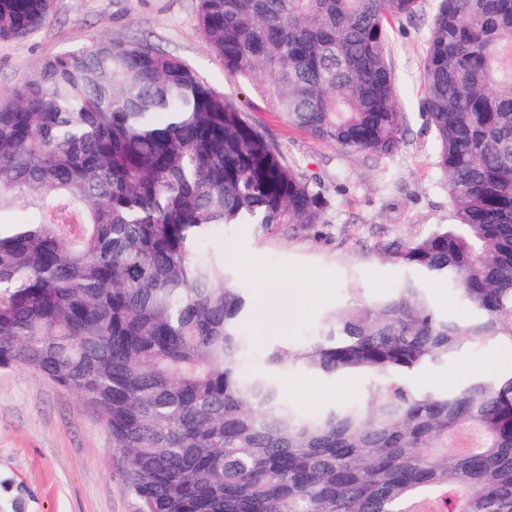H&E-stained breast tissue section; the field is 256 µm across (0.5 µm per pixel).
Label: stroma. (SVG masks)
Here are the masks:
<instances>
[{"label":"stroma","instance_id":"stroma-1","mask_svg":"<svg viewBox=\"0 0 512 512\" xmlns=\"http://www.w3.org/2000/svg\"><path fill=\"white\" fill-rule=\"evenodd\" d=\"M436 0H420L415 17L395 22L388 50L405 115L403 143L374 158L322 142L289 122L256 81L225 70L202 36L197 0H55L36 33L0 41V94L42 61L109 38L140 42L188 62L237 103L249 122L276 143L288 164L316 180L328 205L319 224H297L271 236L256 225L218 231L211 243L232 267L249 301L242 327L247 369L268 370L276 345H302L325 327L328 315L357 299L389 297L408 276L385 244L421 240L453 221L445 174L437 167L434 135L420 110L422 65ZM301 302L292 323L269 328L262 312ZM495 359L494 370L485 363ZM512 376V343L467 347L407 377L421 394ZM281 396L315 417L341 406H367L373 381L364 375L314 377L299 368L279 371ZM126 460L99 411L71 390L26 368L0 370V512H139L124 484Z\"/></svg>","mask_w":512,"mask_h":512}]
</instances>
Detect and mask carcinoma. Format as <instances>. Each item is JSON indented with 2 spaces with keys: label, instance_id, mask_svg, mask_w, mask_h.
I'll return each mask as SVG.
<instances>
[{
  "label": "carcinoma",
  "instance_id": "carcinoma-1",
  "mask_svg": "<svg viewBox=\"0 0 512 512\" xmlns=\"http://www.w3.org/2000/svg\"><path fill=\"white\" fill-rule=\"evenodd\" d=\"M419 0H199L224 69L268 79L288 121L382 157L403 142L387 55ZM54 0H0V40ZM420 108L453 224L396 245L412 276L335 309L273 370L380 376L367 410L303 416L249 375L244 289L214 226L320 224L325 196L185 61L98 40L0 96V369L23 367L99 410L141 512H512V378L418 394L404 375L512 343V0H438ZM24 204L37 215L16 217ZM474 315L436 312L425 284Z\"/></svg>",
  "mask_w": 512,
  "mask_h": 512
}]
</instances>
